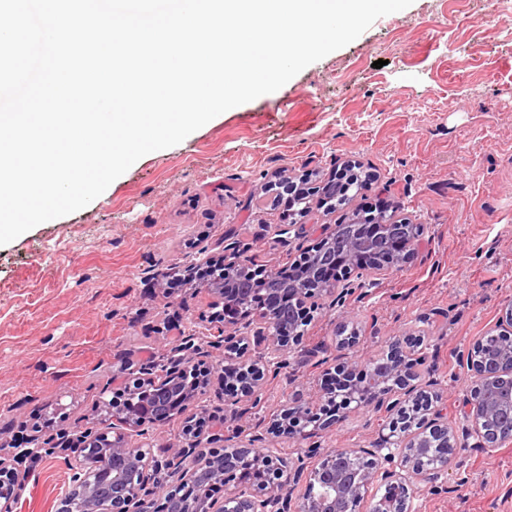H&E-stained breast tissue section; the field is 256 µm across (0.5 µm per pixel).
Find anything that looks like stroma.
Wrapping results in <instances>:
<instances>
[{
  "mask_svg": "<svg viewBox=\"0 0 512 512\" xmlns=\"http://www.w3.org/2000/svg\"><path fill=\"white\" fill-rule=\"evenodd\" d=\"M348 161L370 184L341 209L314 208V221L340 223L380 197L424 227L407 264L344 297L352 354L369 362L401 341L434 380L449 427L464 431L467 356L512 307V4L413 0L276 92L141 157L86 207L0 246V454L36 428L52 439L111 427L102 390L112 376L180 335L211 333L210 291L166 293L160 274L204 250L219 255L228 230L258 265H285L316 237L274 235L285 217L264 184L290 170L326 182ZM335 332L331 316L316 315L287 374L236 420L240 441L260 434L265 447L293 451L276 438L274 413L320 393ZM388 422L370 405L319 442L371 448ZM25 471L17 512H56L70 481L60 455ZM415 508L512 512V444L466 448L445 490L423 491Z\"/></svg>",
  "mask_w": 512,
  "mask_h": 512,
  "instance_id": "35a3bbf8",
  "label": "stroma"
}]
</instances>
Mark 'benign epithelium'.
Returning a JSON list of instances; mask_svg holds the SVG:
<instances>
[{"instance_id":"1","label":"benign epithelium","mask_w":512,"mask_h":512,"mask_svg":"<svg viewBox=\"0 0 512 512\" xmlns=\"http://www.w3.org/2000/svg\"><path fill=\"white\" fill-rule=\"evenodd\" d=\"M397 228L392 218L351 227L321 225L313 249L297 256L288 270L290 278L279 288L267 284L281 280L282 269L252 267L245 257L247 245L230 235L222 240V260L206 257L188 263V271L202 265L224 269L222 285L211 287L222 303L212 317L215 340L183 336L161 358L140 364L126 380L133 392L131 408L125 409L121 392L114 391L111 398L112 432L76 426L61 434L54 447L68 454L71 481L57 512H172L176 502L184 505V512H336L338 498L346 503L345 512H363L367 504L370 512H413V501L424 489L439 488V480L454 467L457 451L467 444L448 431L443 409L428 395L430 384L412 382L408 361L394 359L387 385L378 387L371 380L378 363L357 365L342 357L331 375L349 379L345 389H324L315 402L285 405L276 419V437L307 443L293 455L280 448H256V437L249 445L234 442L237 433L199 404L216 376L223 387L224 410L245 415L248 404L261 400L269 375L290 366L299 341L293 328L275 326L279 307L292 305L296 322L308 323L338 306L344 289L362 285L364 275L402 268L418 234L395 239L398 253L392 262L377 257L373 248ZM238 272L259 282L247 299L235 294ZM486 335L504 337L508 343L490 361L470 357L473 381L486 383L493 394L486 399L473 390L467 420L476 447L496 448L512 441V423L502 426L496 419L498 411L512 410V307ZM216 346L227 350L229 364L214 361ZM183 398L197 403L198 413L184 421L182 443L156 455L152 435L161 421L153 411L162 401ZM372 402L392 414L386 445L360 454L349 448L324 449L315 442L320 431ZM46 445L30 435L12 463L0 461V512H16L24 484L21 467ZM437 448L442 453L435 465H419L420 455ZM313 454L319 455V464L310 469L307 459ZM93 455L103 469L110 457L127 466L126 472L112 474V497L106 504H96L98 472L88 464ZM216 480L226 485L220 502L210 491ZM300 483L306 484L307 493L298 501L293 488Z\"/></svg>"}]
</instances>
